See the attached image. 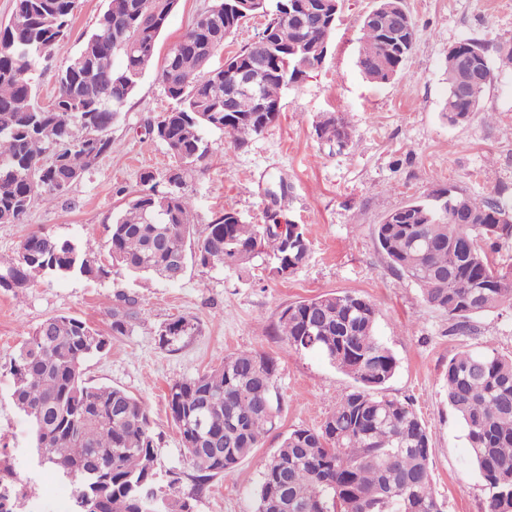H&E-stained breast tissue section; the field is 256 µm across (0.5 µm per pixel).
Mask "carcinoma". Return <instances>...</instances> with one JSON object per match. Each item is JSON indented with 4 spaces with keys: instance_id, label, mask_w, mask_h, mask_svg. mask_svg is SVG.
Instances as JSON below:
<instances>
[{
    "instance_id": "1",
    "label": "carcinoma",
    "mask_w": 512,
    "mask_h": 512,
    "mask_svg": "<svg viewBox=\"0 0 512 512\" xmlns=\"http://www.w3.org/2000/svg\"><path fill=\"white\" fill-rule=\"evenodd\" d=\"M178 0H108L82 49L57 74V94L38 102L35 63L63 48L77 0H14L0 24V218L23 224L33 205L54 204L112 151V127L122 117L150 66L156 44ZM375 18L364 17L357 65L373 83L398 79L416 42V24L393 14L405 0H387ZM271 14L258 40L228 58L212 61L245 19ZM305 17L287 20L285 14ZM336 18V0H214L182 37L188 42L166 56L158 75L176 106L147 123L173 159L171 189L159 192L153 175L112 222L111 265L99 262L90 245L78 246L45 231L28 234L17 258L0 269V288L19 291L41 276L106 278L112 265L175 283L188 262L203 268L245 269L255 259L286 277L308 255L301 224H247L226 211L199 233L193 202L185 192L189 174L203 168L209 146L203 132L218 130L238 147L269 128L279 112H262L243 96L224 111L233 76L228 67L265 64L262 97L282 105L285 89L302 82L324 59L325 39ZM477 62L448 58V96L443 116L451 123L479 111L487 84L476 71L492 68L489 49L469 40ZM288 55L289 65L279 59ZM123 60L114 66L115 58ZM317 138L344 149L352 142L345 120L330 115L315 125ZM445 196L448 215L425 199L387 213L376 225L380 250L393 269L421 289L425 303L448 314L452 331L500 306L512 308V263L495 258L512 249V207L435 190ZM472 218L460 224L455 215ZM508 216L511 222L502 223ZM111 336H124L139 314L137 297L115 294L107 307ZM378 311L355 293H331L292 303L280 316L289 349L318 352L350 376L356 387L317 428L284 436L264 462L257 512H445L432 487V443L427 427L407 404L381 394L397 361L376 335ZM193 324L177 319L159 333L164 346L191 334ZM107 337L87 321L58 315L45 320L22 342L9 364L12 399L29 419L43 463L68 468L87 486H100L104 512H141L144 499L159 490L155 462L159 448L146 407L127 392L85 379V362L103 352ZM273 359L238 351L224 364L169 386L168 408L193 468L204 478L233 469L252 455L276 427L278 401L272 394ZM448 405L463 425L470 459L486 494L485 512H512V358L460 352L448 361ZM203 428L196 431L194 421Z\"/></svg>"
}]
</instances>
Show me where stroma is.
<instances>
[{
	"instance_id": "stroma-1",
	"label": "stroma",
	"mask_w": 512,
	"mask_h": 512,
	"mask_svg": "<svg viewBox=\"0 0 512 512\" xmlns=\"http://www.w3.org/2000/svg\"><path fill=\"white\" fill-rule=\"evenodd\" d=\"M210 3L179 0L151 68L112 128L111 153L56 204L35 203L26 223L0 224L1 268L15 260L25 235L38 229L106 250L112 218L127 192L139 189L143 172L153 173L158 191L168 190L173 161L146 133L145 121L171 108L157 71ZM106 4L79 0L64 48L37 63L33 77L42 104L51 103L58 71L79 51ZM341 4L321 66L284 93L278 121L240 148L224 133L207 131V168L186 184L198 226L229 210L249 224L276 218L305 225L310 251L292 275L273 276L259 261L245 272L191 263L176 283L116 268L101 279L42 277L19 293L0 289V468L12 470L21 512H66L75 485L37 465L29 423L12 402V378L2 367L26 332L49 317L73 315L109 331L106 306L119 291L137 296L139 319L129 333L113 337L106 352L88 359L86 377L124 389L145 405L160 439L157 471L173 483L169 496L189 501L193 512H256L260 467L283 435L318 427L354 388V380L325 357L289 350L279 334L286 306L334 292L356 293L376 305L377 333L397 359L383 392L409 404L425 422L433 488L446 512H483V482L448 405L445 374L449 359L462 351L512 357V308L472 317L469 334L451 332L447 314L427 307L419 287L391 267L375 227L389 211L441 187L477 198L500 190L512 201V70L496 69L479 111L466 121L453 124L442 115L449 49L466 38L512 47V0H405L416 22V44L402 76L387 84L368 81L357 66L362 22L376 0ZM329 113L351 126L347 149L318 140L314 126ZM181 317L193 323L192 334L162 346L161 328ZM241 350L276 362L277 424L251 457L209 479L198 494L196 472L169 413L168 388Z\"/></svg>"
}]
</instances>
